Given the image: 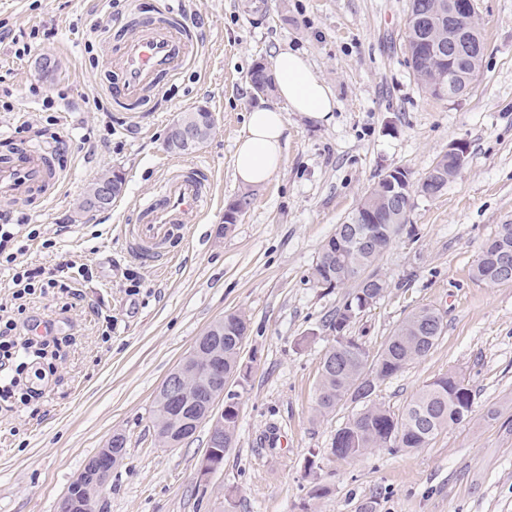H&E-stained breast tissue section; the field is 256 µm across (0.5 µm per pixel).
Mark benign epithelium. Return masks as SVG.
I'll use <instances>...</instances> for the list:
<instances>
[{"instance_id":"7a95c632","label":"benign epithelium","mask_w":512,"mask_h":512,"mask_svg":"<svg viewBox=\"0 0 512 512\" xmlns=\"http://www.w3.org/2000/svg\"><path fill=\"white\" fill-rule=\"evenodd\" d=\"M448 14V45L435 44V54L443 56V52L472 53L479 46V26L473 0H435L417 17L420 26L432 29V18ZM464 75L456 67L436 75L429 93L441 98L448 95V90L462 92ZM466 149L464 144L456 142L448 148V163L452 171L458 172L464 167ZM377 194L395 204L399 217H407L415 196L431 197L434 192L427 186V181L415 182L410 174L395 168L386 172L376 185ZM113 195V184L108 179L98 181L94 197L83 203L85 212L94 211L106 205ZM347 223L353 225L351 239L359 247L375 244V235L371 228L373 219L367 208L359 205ZM224 332V321L211 325L200 336L193 349L177 367L169 374L156 394L163 405L171 410L169 420L156 426V432L166 437L170 445L176 446L183 439V430L177 418L188 408L195 407L199 411L197 422L210 425L207 450L214 448L229 449L233 446V438L224 436V413L232 411L240 413L238 402L232 399L235 391L230 389L234 383L244 386L242 376L249 373V366L241 367V376L224 373V340L220 333ZM94 474L89 483L90 491L82 499L66 495L63 501L64 512H104L102 492L112 475V465L102 462L93 467Z\"/></svg>"}]
</instances>
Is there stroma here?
Instances as JSON below:
<instances>
[{
	"label": "stroma",
	"mask_w": 512,
	"mask_h": 512,
	"mask_svg": "<svg viewBox=\"0 0 512 512\" xmlns=\"http://www.w3.org/2000/svg\"><path fill=\"white\" fill-rule=\"evenodd\" d=\"M173 7L198 39L190 64L156 97L122 107L107 73L116 37L141 17ZM486 51L477 81L452 98L432 97L403 46L408 0H0V75L14 108L0 111V152L11 144L49 146L36 84L66 95L55 127L58 188L39 205L1 201L28 217L40 241L17 239V265L70 269L56 287L13 299L0 268V305L25 343L30 320L56 325L45 356L16 360L46 374L41 394L24 386L0 397V512H60L69 485L114 434L127 438L105 496L108 512H512V282L491 286L473 268L499 224L512 222V0H475ZM24 35L32 52L13 55ZM308 58L338 102L329 120L291 112L282 163L238 224L220 233L227 204L243 192L233 169L237 140L256 106L250 71L280 51ZM97 96L102 108H87ZM203 107L215 126L194 152L165 140L182 113ZM467 147L459 175L435 198L415 197L401 231L375 265L384 296L349 332L377 352L415 308L444 317L438 345L379 383L374 400L400 411L433 379L455 374L471 389L467 423L424 448H381L354 459L331 453L347 403L315 412L330 321L348 288L318 286L320 249L390 169L422 181L451 143ZM214 176L204 221L186 228L167 259L132 255L124 228L139 199L177 165ZM118 169L123 190L111 207L79 216L90 184ZM232 311L249 320L233 448L208 481L197 479L207 427L176 448L159 444L150 418L166 377L214 322ZM326 487L315 499V487Z\"/></svg>",
	"instance_id": "stroma-1"
}]
</instances>
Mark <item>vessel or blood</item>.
<instances>
[{
  "label": "vessel or blood",
  "mask_w": 512,
  "mask_h": 512,
  "mask_svg": "<svg viewBox=\"0 0 512 512\" xmlns=\"http://www.w3.org/2000/svg\"><path fill=\"white\" fill-rule=\"evenodd\" d=\"M171 14V8H163L141 29L118 40L113 60L118 100L136 104L148 94L160 93L193 59L196 43L182 24L170 23ZM61 179L47 148L28 145L0 155L1 200L45 199ZM212 196L202 169L173 172L153 196L136 206V222L127 228L133 253L144 260H162L188 225L204 219Z\"/></svg>",
  "instance_id": "1"
}]
</instances>
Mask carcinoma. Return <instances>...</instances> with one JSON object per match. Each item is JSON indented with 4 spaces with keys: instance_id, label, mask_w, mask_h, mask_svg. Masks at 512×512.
<instances>
[{
    "instance_id": "obj_1",
    "label": "carcinoma",
    "mask_w": 512,
    "mask_h": 512,
    "mask_svg": "<svg viewBox=\"0 0 512 512\" xmlns=\"http://www.w3.org/2000/svg\"><path fill=\"white\" fill-rule=\"evenodd\" d=\"M428 0H409L403 30V43L410 48L408 53L412 72L422 87H427V78L433 77L431 68L425 65L430 45L420 41L421 35L414 20ZM252 86L263 92L273 88V78L267 67L259 62L250 73ZM181 118L201 124L204 132L214 127L211 112H186ZM365 207L376 210L375 228L378 244L369 249L350 246L344 233L346 224H339L336 231L322 245L313 268V280L342 288L356 284L345 305L336 311L330 324L336 333L330 352L336 360L333 369L322 368L318 382L316 412L325 417L334 413L340 405L352 399L368 374H374V383L383 382L408 363L425 357L437 345L444 331L443 317L438 311H429L423 306L407 315L397 326L384 348L371 355L364 350V343L349 334L354 317L362 312L366 303L380 299L378 291L388 288L387 281L378 278V284L364 285L372 274L368 269L379 259L392 242L393 225L382 219L384 206L378 195L367 192ZM508 265L512 269V223L499 225L498 231L483 247L474 266L476 279L489 285L501 282L500 268ZM238 320L234 314L224 315V371L232 373L241 366V336L236 334ZM473 406V394L467 387L457 384V375L441 376L424 385L403 410L395 414L378 405L360 409L344 426L336 431L333 447L338 458L353 459L374 448L413 450L424 448L443 429L467 421Z\"/></svg>"
}]
</instances>
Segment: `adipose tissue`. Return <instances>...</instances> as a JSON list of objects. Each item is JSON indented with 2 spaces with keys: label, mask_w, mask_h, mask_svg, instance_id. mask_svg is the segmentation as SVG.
Listing matches in <instances>:
<instances>
[{
  "label": "adipose tissue",
  "mask_w": 512,
  "mask_h": 512,
  "mask_svg": "<svg viewBox=\"0 0 512 512\" xmlns=\"http://www.w3.org/2000/svg\"><path fill=\"white\" fill-rule=\"evenodd\" d=\"M271 74L281 104L250 112L246 131L238 140L233 157L237 180L249 187L268 183L277 171L285 145L287 112L325 120L337 107L330 89L303 55L280 51L273 60Z\"/></svg>",
  "instance_id": "ef3b65f1"
}]
</instances>
